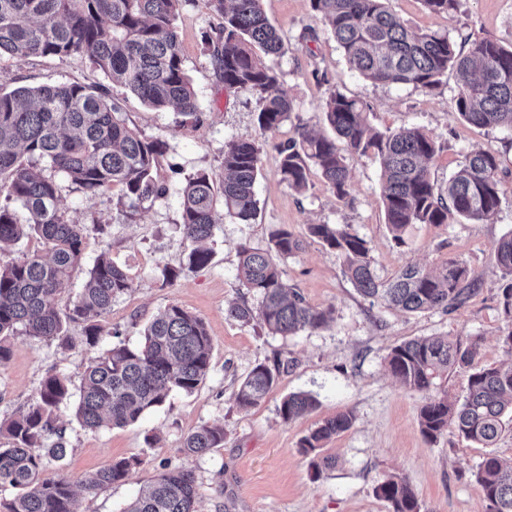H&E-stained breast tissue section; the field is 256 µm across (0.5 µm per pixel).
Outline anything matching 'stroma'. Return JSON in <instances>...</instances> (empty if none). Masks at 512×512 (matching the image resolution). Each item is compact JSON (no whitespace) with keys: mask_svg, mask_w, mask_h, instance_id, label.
<instances>
[{"mask_svg":"<svg viewBox=\"0 0 512 512\" xmlns=\"http://www.w3.org/2000/svg\"><path fill=\"white\" fill-rule=\"evenodd\" d=\"M262 5L285 43L284 54L269 63L295 107L277 132L259 129L256 96L225 89L203 44L204 33L218 29L221 17L209 0H191L176 25L202 112L200 122L178 125L172 112L150 108L122 87L111 89L129 127L168 143L158 171L169 188L167 197L144 202L132 213L117 188L88 196L69 186L61 196L63 210L85 225L86 236L82 259L57 296L56 310L67 312L95 259L108 254L126 271L132 287L101 317L104 330L120 331L122 340L136 345L159 311L179 305L202 318L212 338L207 378L194 393H170L163 405L125 427L85 430L76 420L74 404L62 405L57 424L65 430L69 453L62 463L50 465L47 474L78 488L76 512H122L163 464L193 469L197 512H392L375 493L392 474L408 477L427 512H486L473 474L487 454L512 459V428L489 449L452 430L429 441L419 425L422 395L399 384L387 368L386 356L392 346L421 336H477L482 364L512 362V353L499 342L505 319L494 265L496 242L512 233V130L480 129L460 119L453 101L455 72H448L430 93L371 82L349 69L333 35L314 18L309 0H262ZM389 7L415 32L448 31L460 42L490 37L512 45V0H463L450 16L431 13L422 0H390ZM105 81L104 74L81 57L63 62L33 57L21 63L0 58V92ZM336 90L369 103V119L379 129L419 127L431 135L439 150L430 174L438 185H446L471 149L497 151L504 162L498 212L483 223L409 225L400 245L385 223L375 157L348 158L349 202L339 201L315 171L306 193L288 187L279 174L277 146L297 137L300 129L325 130L322 104ZM241 137H255L263 144L255 185L257 215L248 223L220 216L210 262L188 268V247L179 228L180 190L186 178L199 171L221 179L224 145ZM312 224L352 225L367 241L380 280H392L409 265L433 270L457 259L481 273L484 283L466 306L451 313L411 315L370 304L344 275L335 253L309 236ZM282 228L304 243L301 251L281 261L283 279L310 305L332 311L321 329L294 336H272L259 320L243 323L226 315L233 304L244 301L254 307L259 302L239 281V245L267 248L272 233ZM169 268L179 272L171 282L163 275ZM67 334L71 343L66 347L21 333L9 338L10 359L0 365V423L33 405L48 375H62L79 386L100 350L83 342L82 324H70ZM277 356L293 359V369L258 406L235 405L233 393L251 368ZM300 391L317 398L316 409L284 421L282 400ZM348 410L354 414L351 427L321 450L335 457V467L314 473L301 440L324 419ZM203 425L223 427V447L200 458L185 457V437ZM120 459L134 462L124 483L95 493L81 491L89 474Z\"/></svg>","mask_w":512,"mask_h":512,"instance_id":"stroma-1","label":"stroma"}]
</instances>
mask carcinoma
Listing matches in <instances>:
<instances>
[{
  "mask_svg": "<svg viewBox=\"0 0 512 512\" xmlns=\"http://www.w3.org/2000/svg\"><path fill=\"white\" fill-rule=\"evenodd\" d=\"M189 0H0V56L17 62L31 56L64 61L78 55L100 70L114 85L137 95L155 108H173L179 123L198 122L200 106L184 67L176 20ZM223 22L204 45L226 89L257 95L260 129L275 132L293 112L280 89V76L266 62L285 51L279 30L262 8V0H211ZM314 17L327 27L342 49L350 70L374 83L437 89L452 70L459 77L454 98L460 118L484 129H512V46L492 38L458 45L447 31L412 32L389 7V0H309ZM435 14L452 15L460 0H422ZM370 107L339 91L329 94L323 114L333 135L298 138L279 147L281 179L299 193L308 189L311 169L344 201L349 195L347 156H373L381 166L385 220L394 240L404 243L411 224H454L461 219L488 220L501 203L502 162L490 148L466 153L458 169L441 187L432 180L429 162L437 153L435 140L419 127L378 130L368 120ZM167 151L160 139H146L120 118L106 86L78 83L18 87L0 92V256L21 238L35 234L49 245V257L33 255L0 262V365L10 357L7 340L27 336L69 343L67 328L83 324L90 347L104 338L99 317L112 301L132 288L127 273L105 253L94 261L81 292L68 313L54 308L73 269L82 259L86 229L61 210V184L44 168L62 176L87 194L119 186L128 207L165 197L168 187L157 180ZM262 144L237 138L224 146V174L216 181L200 171L186 179L180 192L181 230L191 249L190 268L209 263L215 212L223 208L242 223L257 212L255 183L260 173ZM29 213L28 223L16 222L11 205ZM311 238L336 253L343 271L364 297L409 313L453 312L463 307L482 285V276L461 260H450L430 273L410 265L384 283L374 274L367 241L347 225L311 224ZM303 243L281 229L266 249L240 245L239 276L248 291L260 296L258 308L237 304L228 316L244 322L258 319L273 335L315 331L332 311L308 304L282 278L279 261L300 251ZM501 285L502 309L511 324L499 335L512 352V234L494 249ZM480 338L463 343L446 337H418L393 346L386 357L391 374L407 389L424 395L420 411L423 435L434 442L452 429L485 447L512 423V363L486 366L480 361ZM212 339L205 322L178 305H170L150 321L143 343L131 347L110 343L92 359L78 387L75 417L86 430L105 425L123 427L161 406L173 391L193 393L208 373ZM292 361L276 357L258 363L234 394L240 408L257 406ZM469 373L467 393L460 403L448 401L442 384L457 370ZM72 396L69 381L47 376L39 401L17 418L0 425V486L19 493L4 505L6 512H75V491L63 478H48L50 462L66 457L64 430L56 412ZM307 392L289 394L281 403L286 422L313 409ZM354 416L339 413L323 420L302 439L304 453H319L333 436L346 431ZM57 440L48 446L50 435ZM224 443V428L203 425L184 439L183 452L201 457ZM131 462L118 460L92 473L83 490L122 483ZM487 512H512V460L487 455L474 472ZM375 493L390 502L393 512H428L416 498L410 481L391 475ZM195 473L161 466L152 483L124 512H195Z\"/></svg>",
  "mask_w": 512,
  "mask_h": 512,
  "instance_id": "1",
  "label": "carcinoma"
}]
</instances>
